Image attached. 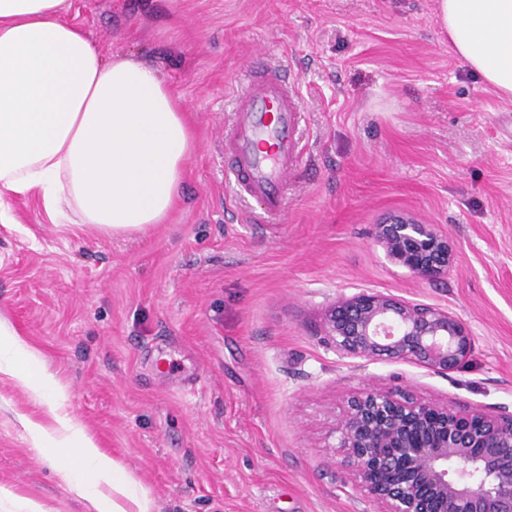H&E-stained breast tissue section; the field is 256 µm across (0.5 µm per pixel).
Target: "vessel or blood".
Wrapping results in <instances>:
<instances>
[{
  "label": "vessel or blood",
  "instance_id": "vessel-or-blood-1",
  "mask_svg": "<svg viewBox=\"0 0 512 512\" xmlns=\"http://www.w3.org/2000/svg\"><path fill=\"white\" fill-rule=\"evenodd\" d=\"M232 115L224 137L232 187L238 195L255 200L265 216L278 215L304 155L297 88L281 67L255 65L234 96Z\"/></svg>",
  "mask_w": 512,
  "mask_h": 512
}]
</instances>
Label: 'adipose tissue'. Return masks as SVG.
<instances>
[{"instance_id":"ef3b65f1","label":"adipose tissue","mask_w":512,"mask_h":512,"mask_svg":"<svg viewBox=\"0 0 512 512\" xmlns=\"http://www.w3.org/2000/svg\"><path fill=\"white\" fill-rule=\"evenodd\" d=\"M62 2L0 0V200L36 192L56 221L112 232L162 223L194 148L185 110L153 66L105 60ZM436 18L454 54L511 98L512 0H437ZM21 350L34 359L0 321V373L51 391L52 374L16 365ZM21 423L92 512H153L148 490L87 434Z\"/></svg>"}]
</instances>
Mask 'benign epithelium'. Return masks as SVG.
<instances>
[{"label": "benign epithelium", "instance_id": "obj_1", "mask_svg": "<svg viewBox=\"0 0 512 512\" xmlns=\"http://www.w3.org/2000/svg\"><path fill=\"white\" fill-rule=\"evenodd\" d=\"M373 239L421 280L442 278L453 261L448 235L410 217L375 225ZM322 336L341 358L415 361L438 373L461 366L473 345L448 310L373 289L331 303ZM334 439L375 512H512V415L372 387L347 399Z\"/></svg>", "mask_w": 512, "mask_h": 512}]
</instances>
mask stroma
<instances>
[{
	"mask_svg": "<svg viewBox=\"0 0 512 512\" xmlns=\"http://www.w3.org/2000/svg\"><path fill=\"white\" fill-rule=\"evenodd\" d=\"M436 0H64L105 58L157 68L196 141L165 223L56 224L34 195L0 223V320L54 373L40 399L0 375V512H87L20 416L91 435L155 512H371L329 434L348 396L386 386L512 413V99L451 52ZM256 60L299 85L306 156L280 216L226 176L224 133ZM447 233L437 281L372 238L390 216ZM370 288L448 309L461 367L339 358L328 305Z\"/></svg>",
	"mask_w": 512,
	"mask_h": 512,
	"instance_id": "35a3bbf8",
	"label": "stroma"
}]
</instances>
